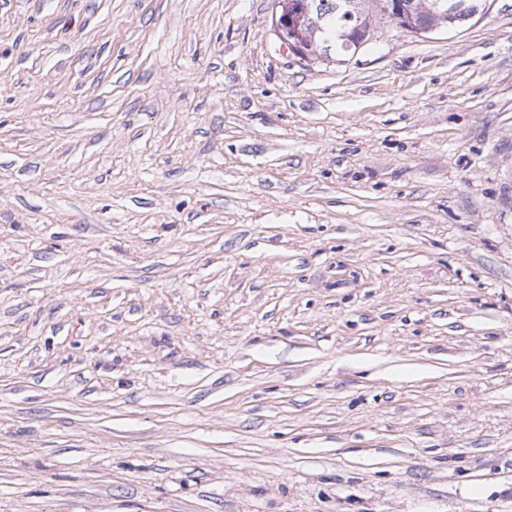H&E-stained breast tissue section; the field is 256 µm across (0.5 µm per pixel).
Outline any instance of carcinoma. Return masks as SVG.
Here are the masks:
<instances>
[{"label": "carcinoma", "mask_w": 512, "mask_h": 512, "mask_svg": "<svg viewBox=\"0 0 512 512\" xmlns=\"http://www.w3.org/2000/svg\"><path fill=\"white\" fill-rule=\"evenodd\" d=\"M405 20L398 28L429 34L457 29L482 11L483 0H400ZM281 13L303 16L310 52L325 60L338 51L356 49L374 39L381 21L390 20L389 0H278Z\"/></svg>", "instance_id": "cac0c4a2"}]
</instances>
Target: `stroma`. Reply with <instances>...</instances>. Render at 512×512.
Here are the masks:
<instances>
[{
  "label": "stroma",
  "instance_id": "obj_1",
  "mask_svg": "<svg viewBox=\"0 0 512 512\" xmlns=\"http://www.w3.org/2000/svg\"><path fill=\"white\" fill-rule=\"evenodd\" d=\"M302 64L274 0H0V512H512V0Z\"/></svg>",
  "mask_w": 512,
  "mask_h": 512
}]
</instances>
